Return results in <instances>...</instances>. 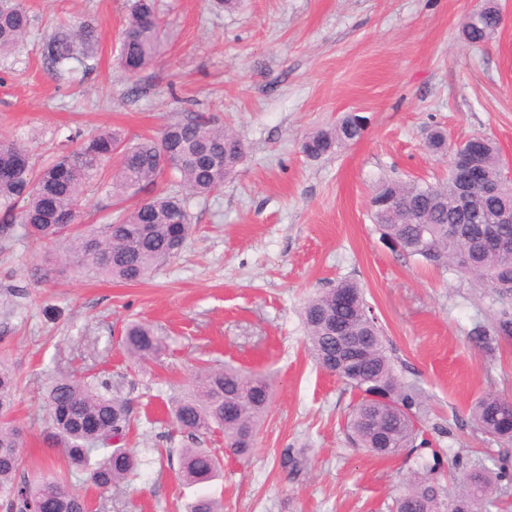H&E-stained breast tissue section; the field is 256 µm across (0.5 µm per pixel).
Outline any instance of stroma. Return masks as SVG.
I'll return each mask as SVG.
<instances>
[{"mask_svg": "<svg viewBox=\"0 0 512 512\" xmlns=\"http://www.w3.org/2000/svg\"><path fill=\"white\" fill-rule=\"evenodd\" d=\"M31 26L12 67L0 68V137L44 158L67 139L112 129L132 139L196 115L218 116L246 146L223 189L193 198L194 233L151 280L102 281L60 267L47 282L22 226L0 233V357L18 375L16 415L27 434L21 478L56 472L58 449L42 432L41 395L60 372L106 380L128 399L134 477L105 491L69 478L93 512H184L198 495L224 512H389L405 483L406 455L377 458L344 430L355 392L311 357L301 311L336 281L360 282L382 323L403 379L415 386L424 428L442 461L467 452L493 467L505 449L469 421L480 397L512 396V339L493 355L467 334L491 325L487 290L454 269H433L391 249L370 219L381 176L445 180L448 161L425 147L443 128L449 145L482 134L512 161V0H497L502 26L485 44L463 37L483 0H155L164 33L156 61L134 79L118 65L127 0H25ZM94 26L95 58L52 72L41 45L58 26ZM368 119L361 139L312 159L309 131L349 113ZM141 320L167 348L136 362L123 330ZM268 374L273 397L246 458L220 433L188 439L173 401L201 365ZM220 455L215 481L188 487L180 451ZM302 453L301 472L282 468Z\"/></svg>", "mask_w": 512, "mask_h": 512, "instance_id": "35a3bbf8", "label": "stroma"}]
</instances>
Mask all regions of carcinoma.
Listing matches in <instances>:
<instances>
[{
  "mask_svg": "<svg viewBox=\"0 0 512 512\" xmlns=\"http://www.w3.org/2000/svg\"><path fill=\"white\" fill-rule=\"evenodd\" d=\"M499 10L487 0L463 23L466 41L487 42L498 30ZM31 16L23 0H0V65L23 43ZM160 25L154 0H134L119 40L118 59L124 74L134 78L158 53ZM97 38L89 24L72 25L45 40L41 57L54 69L81 61L94 51ZM366 119L356 114L334 127L315 129L302 143V152L319 158L331 149L359 140ZM427 149L442 157L453 153L459 160L465 146L448 147L445 132L430 130ZM244 153V142L214 118H194L166 125L156 136L135 141L110 130L90 132L74 148H63L41 163L15 139L0 138V206L12 216L23 203L19 222L33 243L48 248V267L37 269L43 279L62 261L75 272L96 278L136 283L184 249L191 233L187 201L220 191ZM485 166L495 174L502 167L501 150L486 142ZM113 163L108 181H96L100 166ZM169 174L177 189L150 196L115 221L99 227L77 224L86 191L105 190L120 201L124 196L151 189ZM455 176L448 165V180L432 185L416 180L383 177L376 181L370 198L371 214L380 237L399 252L426 265L453 268L473 278L498 297L492 328L475 325L470 342L494 352L500 338L512 336V252L480 245L489 219L512 211V183L502 184L496 196L475 190L470 210L454 204ZM457 234L448 236V226ZM467 262H462V256ZM351 293L354 303L336 306V292ZM302 320L308 349L315 361L336 374L359 393L346 420L353 446L378 455L414 456L411 479L395 497L394 512H437L448 500L458 512H487L486 505L499 482L512 481L508 459L499 460L497 471L473 468L455 453L450 483L437 478L439 453L420 428L423 418L419 393L403 381L377 317L366 303L361 286L342 279L310 297ZM342 326L366 340L351 356L340 349L336 327ZM123 346L133 359L158 357L166 337L154 326L130 322L124 328ZM18 377L0 361V508L4 512H88L84 496L71 489L67 478L57 475L32 480L17 479L26 447V433L14 417ZM273 395L271 379L262 373L233 365H206L196 371L193 389L175 401L172 414L179 430L196 438L215 428L224 432L225 448L239 457L251 455L263 417ZM42 399L49 411L50 430L45 440L61 451L71 472L106 490L134 472L137 459L126 448L131 426L127 400L112 394L105 382L96 383L73 374L51 378ZM470 421L480 430L512 439V402L500 394H487L469 410ZM220 462L206 448L181 449L182 480L195 485L212 480ZM186 512H221L215 499L200 496L187 504Z\"/></svg>",
  "mask_w": 512,
  "mask_h": 512,
  "instance_id": "obj_1",
  "label": "carcinoma"
}]
</instances>
